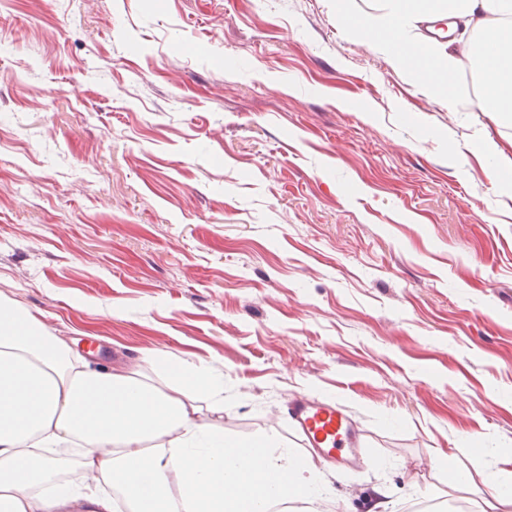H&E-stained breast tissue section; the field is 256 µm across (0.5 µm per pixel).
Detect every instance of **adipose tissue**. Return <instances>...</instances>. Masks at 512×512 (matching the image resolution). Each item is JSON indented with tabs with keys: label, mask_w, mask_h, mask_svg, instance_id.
<instances>
[{
	"label": "adipose tissue",
	"mask_w": 512,
	"mask_h": 512,
	"mask_svg": "<svg viewBox=\"0 0 512 512\" xmlns=\"http://www.w3.org/2000/svg\"><path fill=\"white\" fill-rule=\"evenodd\" d=\"M339 24L361 29L379 52L429 74L448 93L468 46L408 40L412 21H464L481 38L483 109L512 116V0H383L374 14L347 6ZM224 408V377L205 362L153 349L115 370L74 356L42 314L0 293V512H291L324 487L309 459L243 442L202 422L198 399ZM76 459L97 493L61 478Z\"/></svg>",
	"instance_id": "obj_1"
}]
</instances>
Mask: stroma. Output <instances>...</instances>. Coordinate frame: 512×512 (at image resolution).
Masks as SVG:
<instances>
[{"instance_id": "stroma-1", "label": "stroma", "mask_w": 512, "mask_h": 512, "mask_svg": "<svg viewBox=\"0 0 512 512\" xmlns=\"http://www.w3.org/2000/svg\"><path fill=\"white\" fill-rule=\"evenodd\" d=\"M444 98L336 0H0V292L81 354L224 374L226 437L307 451L344 408L369 466L320 512L480 505L512 472V120ZM444 459L445 468L434 467ZM288 418L303 445L336 467H359L367 460L359 427L339 405L295 397L288 402ZM464 456L467 459L466 464L458 470V481L461 483H471L473 481V473H479L485 463V455L481 450L464 448Z\"/></svg>"}]
</instances>
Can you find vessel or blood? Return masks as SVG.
I'll return each mask as SVG.
<instances>
[{"label": "vessel or blood", "instance_id": "obj_1", "mask_svg": "<svg viewBox=\"0 0 512 512\" xmlns=\"http://www.w3.org/2000/svg\"><path fill=\"white\" fill-rule=\"evenodd\" d=\"M288 417L303 445L331 464L352 468L365 463L361 431L342 407L299 396L289 401Z\"/></svg>", "mask_w": 512, "mask_h": 512}]
</instances>
